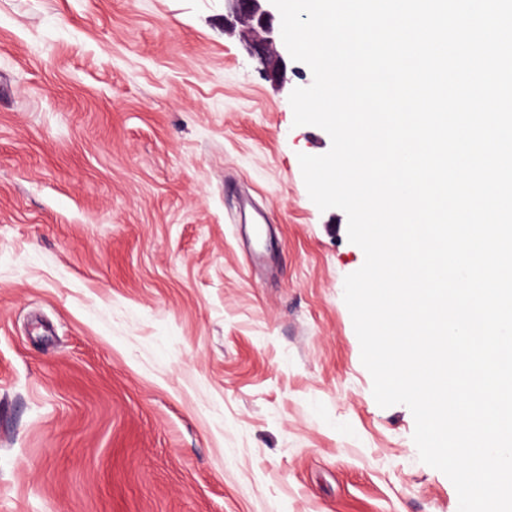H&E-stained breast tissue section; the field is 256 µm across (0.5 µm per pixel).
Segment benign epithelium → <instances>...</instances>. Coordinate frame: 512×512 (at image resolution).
I'll return each instance as SVG.
<instances>
[{
    "label": "benign epithelium",
    "instance_id": "benign-epithelium-1",
    "mask_svg": "<svg viewBox=\"0 0 512 512\" xmlns=\"http://www.w3.org/2000/svg\"><path fill=\"white\" fill-rule=\"evenodd\" d=\"M230 3L234 22L245 26L257 38L248 46L263 65L264 73L270 80L283 81L287 76V63L277 50L281 42L280 31L273 28L274 14L271 0H227Z\"/></svg>",
    "mask_w": 512,
    "mask_h": 512
}]
</instances>
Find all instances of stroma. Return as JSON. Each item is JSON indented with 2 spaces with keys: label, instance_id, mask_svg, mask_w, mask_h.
<instances>
[{
  "label": "stroma",
  "instance_id": "obj_1",
  "mask_svg": "<svg viewBox=\"0 0 512 512\" xmlns=\"http://www.w3.org/2000/svg\"><path fill=\"white\" fill-rule=\"evenodd\" d=\"M226 0H0V512H458L343 299L313 81ZM230 3L231 15L236 24L245 26L257 35L250 40L248 46L263 65L264 73L270 80L283 81L287 76V63L284 56L277 50L281 42L279 30L273 28L274 14L271 0H226Z\"/></svg>",
  "mask_w": 512,
  "mask_h": 512
}]
</instances>
